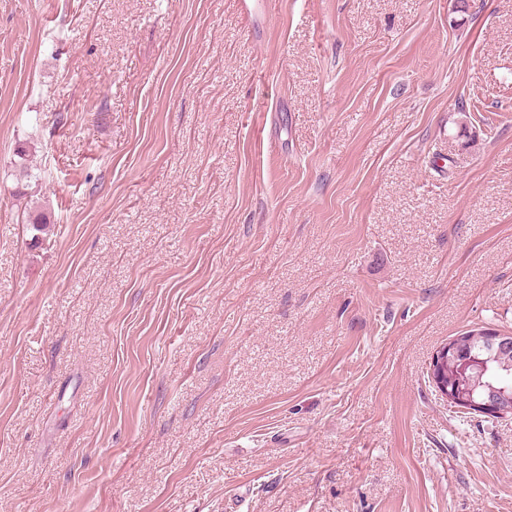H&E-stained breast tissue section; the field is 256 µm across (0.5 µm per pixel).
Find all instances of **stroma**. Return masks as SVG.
Returning a JSON list of instances; mask_svg holds the SVG:
<instances>
[{"label":"stroma","instance_id":"stroma-1","mask_svg":"<svg viewBox=\"0 0 512 512\" xmlns=\"http://www.w3.org/2000/svg\"><path fill=\"white\" fill-rule=\"evenodd\" d=\"M482 3L0 0V512H512L427 374L512 331Z\"/></svg>","mask_w":512,"mask_h":512}]
</instances>
